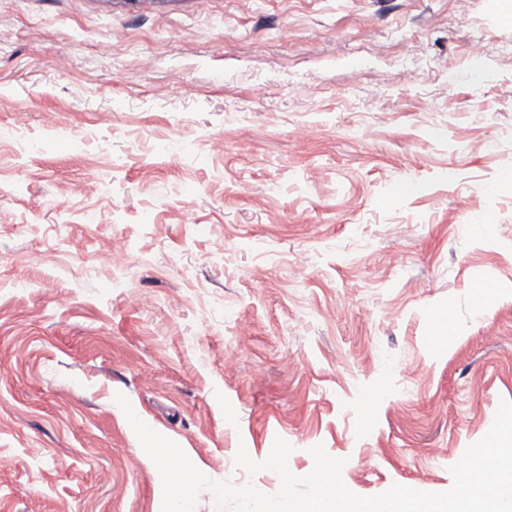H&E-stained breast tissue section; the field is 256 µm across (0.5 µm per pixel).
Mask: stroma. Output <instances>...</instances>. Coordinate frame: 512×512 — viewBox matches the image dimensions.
<instances>
[{
  "label": "stroma",
  "mask_w": 512,
  "mask_h": 512,
  "mask_svg": "<svg viewBox=\"0 0 512 512\" xmlns=\"http://www.w3.org/2000/svg\"><path fill=\"white\" fill-rule=\"evenodd\" d=\"M509 14L0 0V512H162L119 393L237 488L278 492L235 457L280 437L359 496L449 490L512 401Z\"/></svg>",
  "instance_id": "stroma-1"
}]
</instances>
